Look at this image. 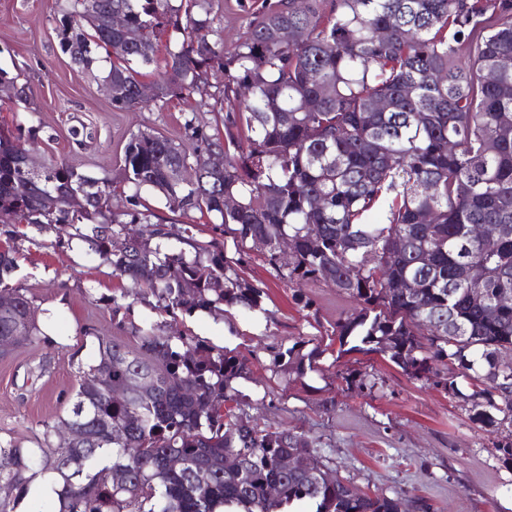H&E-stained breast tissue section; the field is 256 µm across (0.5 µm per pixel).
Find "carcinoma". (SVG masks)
Segmentation results:
<instances>
[{"label":"carcinoma","instance_id":"1","mask_svg":"<svg viewBox=\"0 0 512 512\" xmlns=\"http://www.w3.org/2000/svg\"><path fill=\"white\" fill-rule=\"evenodd\" d=\"M97 21H85V3ZM61 51L78 68L109 64L112 109L140 112V69L157 62L154 101L190 94L214 80L226 111L224 135L196 118L193 146L161 134H130L123 153L126 206L112 210V184L62 160L25 164L22 134L0 131V222L42 233L68 227L88 255L112 265L154 308L177 313L261 311L264 291L223 249L173 235L143 194L172 213L220 218L236 247L264 245L268 264L290 284L324 282L353 299L336 320L340 346L389 359L411 379L463 402L472 422L512 427V233L474 240L473 224L512 226V0H262L245 35L224 52V0H55ZM119 15L124 27L112 29ZM296 33L291 42L278 32ZM385 108H377L378 103ZM224 152V173L207 157ZM190 166L192 182L175 178ZM235 201L224 207V199ZM431 222L421 221L422 215ZM293 240L288 253L280 239ZM16 249L0 251V336L25 329L10 351L49 335L24 324L32 300L14 284ZM481 288L485 300L470 297ZM139 347L97 335V359L77 364L72 406L42 422L36 447L0 442V483L16 512L37 478L53 481L55 512H402L401 498L364 492L335 475L318 442L290 427L242 418L232 382L250 373L245 358L206 347L149 319L132 326ZM320 351L272 346V371L302 376ZM136 378L149 385L116 400L96 388ZM472 381L462 392L458 379ZM82 435L74 444L63 428ZM298 452L294 470L279 458ZM184 466L172 470L168 456ZM274 485L277 494L265 495Z\"/></svg>","mask_w":512,"mask_h":512}]
</instances>
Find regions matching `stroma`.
Wrapping results in <instances>:
<instances>
[{"label": "stroma", "instance_id": "35a3bbf8", "mask_svg": "<svg viewBox=\"0 0 512 512\" xmlns=\"http://www.w3.org/2000/svg\"><path fill=\"white\" fill-rule=\"evenodd\" d=\"M55 0H0V68L19 75L33 90L24 101L0 104V127L36 128V163L65 159L96 178L120 183L124 145L131 132L148 130L185 141L183 124L196 117L209 128L224 126L212 109L210 87L193 95L156 102L139 112L113 111L96 81L71 64L58 46ZM173 233L198 225L199 240L236 251L229 236L214 231L212 217L193 211L179 215L160 209ZM14 242L19 269L14 282L38 311H49L50 334L59 348L29 347L0 359V441L33 446L40 423L65 415L78 387L77 363H92L95 333L118 335L113 303L129 306L130 319L155 317L146 298L109 263L89 258L84 247L54 246V233L20 224ZM244 276L265 292L262 311L235 309L219 316L203 311L178 315L175 328L250 360L249 379L236 380L239 406L266 427H294L315 438L340 478L365 491L398 494L404 504L425 498L430 512H512V463L498 450L505 430L472 423L457 399L422 381L408 379L380 355L339 354L330 337L352 300L320 284L306 287L303 306L259 251L243 264ZM315 340L323 349L318 369L297 375L272 373L270 347ZM372 375L373 390L346 388L343 373ZM272 405H261L263 396ZM331 398L333 411L321 402Z\"/></svg>", "mask_w": 512, "mask_h": 512}]
</instances>
